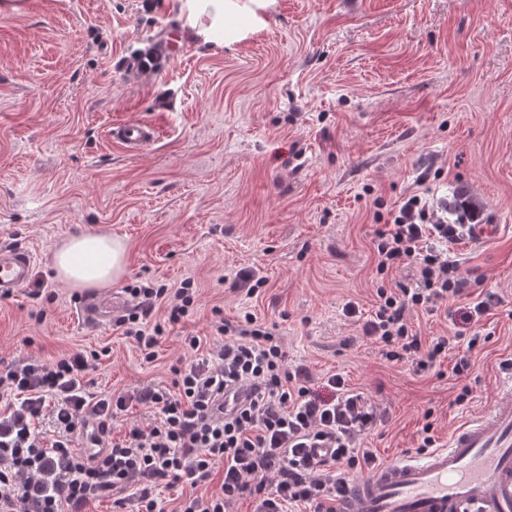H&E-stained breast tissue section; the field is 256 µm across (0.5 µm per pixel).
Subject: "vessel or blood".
<instances>
[{
	"label": "vessel or blood",
	"mask_w": 512,
	"mask_h": 512,
	"mask_svg": "<svg viewBox=\"0 0 512 512\" xmlns=\"http://www.w3.org/2000/svg\"><path fill=\"white\" fill-rule=\"evenodd\" d=\"M113 138L134 151L153 142L157 128L127 121ZM34 256L0 248V296L28 279ZM341 512H512V377L500 402L455 429L446 446L406 455L351 483Z\"/></svg>",
	"instance_id": "vessel-or-blood-1"
}]
</instances>
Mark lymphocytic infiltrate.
I'll return each mask as SVG.
<instances>
[{"mask_svg": "<svg viewBox=\"0 0 512 512\" xmlns=\"http://www.w3.org/2000/svg\"><path fill=\"white\" fill-rule=\"evenodd\" d=\"M458 223H449L420 195L409 196L390 226L375 232L379 274L404 261L416 265L414 287L378 289L376 309L362 315L347 303L364 336L390 361L412 359L417 371L431 369L447 355L448 339L423 344L406 313H432L463 294L469 284L447 247L463 239L478 213L462 205ZM140 303L114 324L131 338L144 362H154L164 325L178 324L194 309L197 287H139ZM163 306L166 324L150 323ZM223 342L206 348L201 337L185 342L195 358L173 367L170 385H147L114 395L95 390L91 358L76 351L46 361L0 358V512H79L92 500L119 492L116 506L132 512H161L156 491L188 487L174 512H236L250 501L252 512H338L337 493L351 475L373 470L377 454L357 447L358 438L381 425L384 416L342 375L326 380V392L308 387L303 367H290L274 327L254 314L237 323L216 320ZM246 394L231 409L227 389ZM145 408L147 426L92 455L75 453L77 437L89 427L106 433L117 414ZM52 422L57 435L45 440L40 425Z\"/></svg>", "mask_w": 512, "mask_h": 512, "instance_id": "1", "label": "lymphocytic infiltrate"}]
</instances>
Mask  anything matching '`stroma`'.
I'll use <instances>...</instances> for the list:
<instances>
[{
  "label": "stroma",
  "instance_id": "1",
  "mask_svg": "<svg viewBox=\"0 0 512 512\" xmlns=\"http://www.w3.org/2000/svg\"><path fill=\"white\" fill-rule=\"evenodd\" d=\"M0 10V246L31 251L30 283L0 299V357L97 355V386L167 385L189 362L186 336H212L214 309L277 323L293 364L343 374L385 421L359 445L380 460L439 444L495 404L512 357V0H277L240 43L208 48L182 29L176 0H17ZM151 57L150 69L139 58ZM141 120L158 139L131 153L109 131ZM459 194L491 238L448 257L476 281L455 308L494 294L468 349L456 316L415 311L422 340L469 353L425 373L387 361L343 313L371 312L378 288L412 284L404 262L376 271L375 231L407 196ZM126 243V271L98 296L193 279V313L144 363L111 321L83 323L84 290L52 257L72 235ZM266 284L249 298L236 272ZM44 279L50 296L30 298ZM471 393L464 402L462 387Z\"/></svg>",
  "mask_w": 512,
  "mask_h": 512
}]
</instances>
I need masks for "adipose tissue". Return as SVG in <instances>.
<instances>
[{
  "label": "adipose tissue",
  "mask_w": 512,
  "mask_h": 512,
  "mask_svg": "<svg viewBox=\"0 0 512 512\" xmlns=\"http://www.w3.org/2000/svg\"><path fill=\"white\" fill-rule=\"evenodd\" d=\"M183 29L203 45L230 46L264 21L276 0H177ZM126 245L108 234L86 233L65 239L53 254V269L72 288H101L125 273Z\"/></svg>",
  "instance_id": "adipose-tissue-1"
}]
</instances>
